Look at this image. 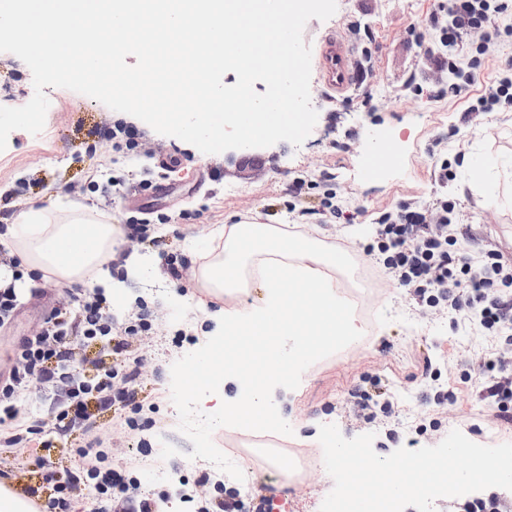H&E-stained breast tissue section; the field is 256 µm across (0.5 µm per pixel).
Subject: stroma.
I'll list each match as a JSON object with an SVG mask.
<instances>
[{"label":"stroma","instance_id":"stroma-1","mask_svg":"<svg viewBox=\"0 0 512 512\" xmlns=\"http://www.w3.org/2000/svg\"><path fill=\"white\" fill-rule=\"evenodd\" d=\"M434 0H337V11L328 20L307 22L303 36L318 45L325 36L348 37L358 24L372 43L373 68L361 89L328 98L319 79H312L311 103L318 121L301 146L282 141L264 148L262 169L242 168L239 161L221 154H205L180 139L151 133L159 154L171 155L173 164L163 170L157 156H145L118 146L102 136L101 128L116 121L132 122L129 114L109 109L96 99L64 88L49 87L50 101L43 131L33 135L13 131L0 151V218L8 219L29 204L42 206L54 197L93 204L114 224L137 218L140 212L169 216L154 227L160 245L124 244L127 253L143 259L139 276L113 272L119 288L107 303L116 322H123L137 305H147L156 331L144 350V367L134 386L140 413L115 404L91 408L89 432H40L53 401L51 393L22 392L16 405L19 425L34 427L22 444L0 450V470L14 487H38L42 499L53 497L54 482L78 468L82 448L95 444L107 454L106 467L122 470L137 458L139 444L159 454L162 443L179 453L167 460V482H159L148 467L137 477L146 493L194 482L203 470L188 460L193 444L178 429V414L171 401L170 367L182 355L199 349L207 334L218 330L205 311L217 309L216 301L200 288L196 266L186 253L189 244H205L212 231L224 224H295L288 210V191L294 180L330 179L336 201L344 211L337 218L321 204L319 194L309 196V225L304 235L322 228L326 249L346 259L337 268L334 290L345 294L344 275L362 269L365 248L372 243L381 212L404 200L430 202L448 196L457 205V221L449 231L468 252L499 249L512 258V206L494 202V195L512 185V111L459 118L466 106L451 94L419 93L408 84L417 70L419 43L432 42L435 32L427 17ZM34 94L32 74L13 54L0 52V106L19 107ZM447 138L449 155L460 160L456 177L448 183L437 179V159L431 154L435 139ZM386 157L385 167L366 174V160ZM177 254L183 280L155 275L165 267L166 252ZM356 310H369L358 326L359 343L316 362L298 395L289 397L286 409L304 427L284 446L307 464L303 483L288 492L268 491L259 476L265 467L251 462V476L238 483L245 512H254L261 496L272 495L274 512H319L330 482L320 446L312 435L321 424H336L345 438L374 433V451L386 456L401 447L434 446L444 435H416V427L433 412L424 396L436 389L453 391L455 400L445 413L448 429L470 433L473 442L497 445L512 442V430L500 426L494 407L477 386L465 384L460 374L478 365L496 345L471 313H437L424 316L409 300L405 288L387 280L371 281L369 288L350 295ZM20 313L0 328V373L9 371L18 342L39 331L52 306L40 289L20 288ZM433 373H422L424 360ZM377 376L387 389L394 413L374 422L346 416L344 406L367 377ZM138 418L139 430H129V418ZM42 460L52 481L33 474L35 460Z\"/></svg>","mask_w":512,"mask_h":512}]
</instances>
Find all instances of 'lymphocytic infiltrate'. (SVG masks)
Wrapping results in <instances>:
<instances>
[{
	"label": "lymphocytic infiltrate",
	"mask_w": 512,
	"mask_h": 512,
	"mask_svg": "<svg viewBox=\"0 0 512 512\" xmlns=\"http://www.w3.org/2000/svg\"><path fill=\"white\" fill-rule=\"evenodd\" d=\"M507 18L512 19V0H436L429 22L439 42L419 54L422 80L452 75L448 91L467 95L470 114H487L512 104L511 63L481 94H469L474 73L484 67L500 23ZM455 209V201L443 196L426 205L405 202L397 213L382 214L367 248L375 257L370 271L398 282L420 308L479 311L481 328L500 339L480 370L481 392L508 424L512 422V262L504 261L495 249L480 251L475 259L459 254L457 240L448 232ZM152 329V314L144 308L124 322H114L105 298L97 292L53 309L41 333L20 341L16 367L0 380V435L12 445L23 441L13 399L24 388L51 389L57 401L49 415L55 426L68 430L83 427L89 401L104 407L118 400L133 402L135 395L127 386L138 378L139 364L130 360L127 351L143 347ZM92 340L103 341L104 347L96 362L99 379L89 384L74 370L82 361L79 345ZM118 379L123 389H115ZM79 456L77 472L57 483L54 497L39 512H69L72 490L81 481L92 484L112 512H158L157 500L141 493L135 477L102 469L103 451L87 448Z\"/></svg>",
	"instance_id": "1"
}]
</instances>
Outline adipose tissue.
Masks as SVG:
<instances>
[{
    "label": "adipose tissue",
    "mask_w": 512,
    "mask_h": 512,
    "mask_svg": "<svg viewBox=\"0 0 512 512\" xmlns=\"http://www.w3.org/2000/svg\"><path fill=\"white\" fill-rule=\"evenodd\" d=\"M95 206H77L60 201L49 208L30 206L14 215L0 230V243L25 271L28 286H36L40 274L48 272L59 282L72 285L85 282L92 273L102 272L113 260L122 259L126 270H134L140 258L131 254L119 257L115 246L122 228L99 222ZM288 232L265 224H231L214 230L207 248L192 251L200 269L201 286L220 301L217 315L224 326L249 328L268 320L282 309L274 283L257 278L262 298L249 307L224 306L227 297L238 292L248 268L274 265L295 281L312 284L323 291L332 288L336 257L319 244H309L301 264L289 261L285 246Z\"/></svg>",
    "instance_id": "ef3b65f1"
}]
</instances>
